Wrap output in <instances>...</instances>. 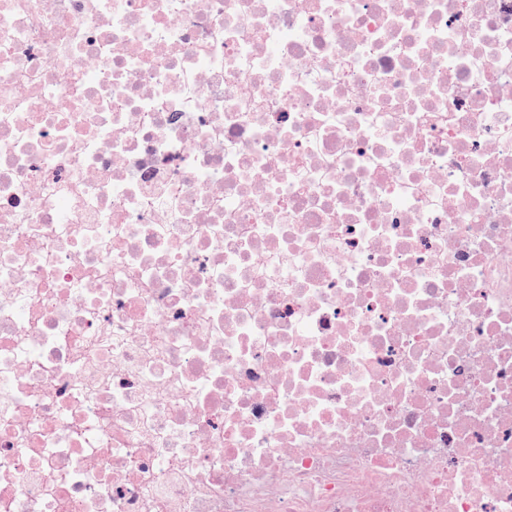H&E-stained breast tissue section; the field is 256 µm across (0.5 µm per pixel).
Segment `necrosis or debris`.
I'll use <instances>...</instances> for the list:
<instances>
[{
  "mask_svg": "<svg viewBox=\"0 0 512 512\" xmlns=\"http://www.w3.org/2000/svg\"><path fill=\"white\" fill-rule=\"evenodd\" d=\"M0 512H512V0H0Z\"/></svg>",
  "mask_w": 512,
  "mask_h": 512,
  "instance_id": "necrosis-or-debris-1",
  "label": "necrosis or debris"
}]
</instances>
